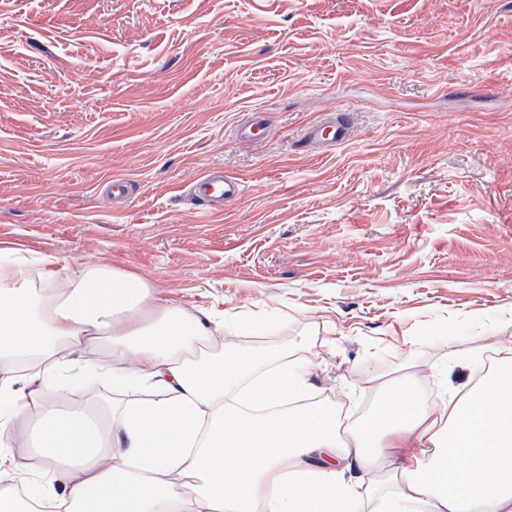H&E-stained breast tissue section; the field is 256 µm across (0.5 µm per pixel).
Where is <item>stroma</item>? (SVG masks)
Masks as SVG:
<instances>
[{
  "instance_id": "1",
  "label": "stroma",
  "mask_w": 512,
  "mask_h": 512,
  "mask_svg": "<svg viewBox=\"0 0 512 512\" xmlns=\"http://www.w3.org/2000/svg\"><path fill=\"white\" fill-rule=\"evenodd\" d=\"M0 247L287 318L237 346L292 347L342 426L380 377L438 402L512 340V0H0ZM326 129L328 131V136L325 139L331 140L333 144H336V142H342L349 137L350 128L348 122L337 117H333L330 118L327 125L321 129L315 124L309 126L305 132V139L316 142L317 139L323 138L324 131ZM189 188L195 198L215 210L223 209L224 203L236 200L242 191L239 180L216 173L197 177Z\"/></svg>"
}]
</instances>
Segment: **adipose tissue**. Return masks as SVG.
<instances>
[{"label": "adipose tissue", "instance_id": "ef3b65f1", "mask_svg": "<svg viewBox=\"0 0 512 512\" xmlns=\"http://www.w3.org/2000/svg\"><path fill=\"white\" fill-rule=\"evenodd\" d=\"M258 326L0 247V512H512V343L467 389L422 407L396 384L340 434L290 348L227 353ZM92 381L111 382L109 410L62 401Z\"/></svg>", "mask_w": 512, "mask_h": 512}]
</instances>
